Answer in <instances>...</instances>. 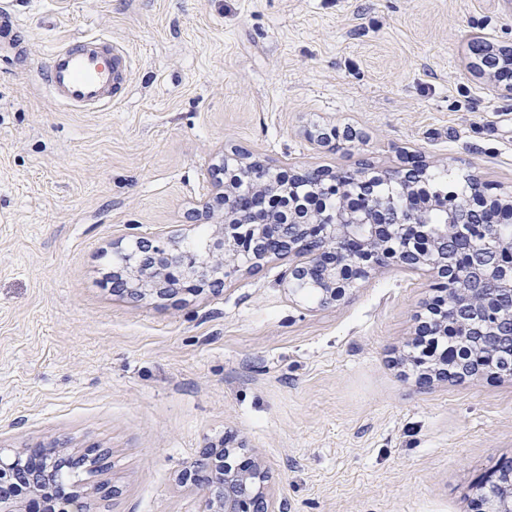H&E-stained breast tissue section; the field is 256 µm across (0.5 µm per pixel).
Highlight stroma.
<instances>
[{
	"label": "stroma",
	"instance_id": "1",
	"mask_svg": "<svg viewBox=\"0 0 512 512\" xmlns=\"http://www.w3.org/2000/svg\"><path fill=\"white\" fill-rule=\"evenodd\" d=\"M0 2L21 23L0 55V448L68 441L79 479L109 450L97 512H202L179 474L227 433L288 512H472L512 458V376L417 383L427 272L379 270L328 307L289 293L288 256L167 299L106 274L131 233L196 239L221 148L284 173L420 152L512 193V102L472 50L512 45V0ZM88 35L132 56L101 112L40 78Z\"/></svg>",
	"mask_w": 512,
	"mask_h": 512
}]
</instances>
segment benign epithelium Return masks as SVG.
<instances>
[{"label":"benign epithelium","instance_id":"7a95c632","mask_svg":"<svg viewBox=\"0 0 512 512\" xmlns=\"http://www.w3.org/2000/svg\"><path fill=\"white\" fill-rule=\"evenodd\" d=\"M480 54L484 71L500 81V56L490 46ZM212 164L211 196L196 209L201 221L216 225L204 254L188 250L179 238L149 239L135 235L126 247L113 252V291L166 299L182 291L219 287L243 264L256 266L270 255L307 250L306 260L289 267L287 286L295 294L306 288L321 292V305L341 300L345 288L365 281L373 272L393 264L429 267L437 272L438 289L457 280L461 295L443 294L425 306L415 336L431 328L453 327L465 335L485 334L480 313L493 300H512V242L492 243L477 205L494 204L498 223H512V194L489 193L473 176L464 202L429 196L434 166L423 156L394 170L363 167L355 171L308 168L288 174L284 187L268 171L258 180L256 161L246 162L236 152H222ZM448 214L444 224L427 220L430 210ZM491 335L512 357V311L504 315ZM476 375L466 362L438 360L422 368V376L463 381ZM66 443L53 441L36 456L0 448V486L26 483L32 504L51 501L48 512H93L87 482L60 476L68 465L62 458ZM183 479L206 491L202 512H283L275 507L261 465L250 471L230 461L229 447H215L202 460L183 470ZM477 512H512V459L502 462L479 483Z\"/></svg>","mask_w":512,"mask_h":512}]
</instances>
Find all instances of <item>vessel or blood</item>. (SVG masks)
Segmentation results:
<instances>
[{"label":"vessel or blood","mask_w":512,"mask_h":512,"mask_svg":"<svg viewBox=\"0 0 512 512\" xmlns=\"http://www.w3.org/2000/svg\"><path fill=\"white\" fill-rule=\"evenodd\" d=\"M128 67L126 52L103 37L84 38L53 50L43 80L53 96L76 109L111 106Z\"/></svg>","instance_id":"b4317fda"}]
</instances>
